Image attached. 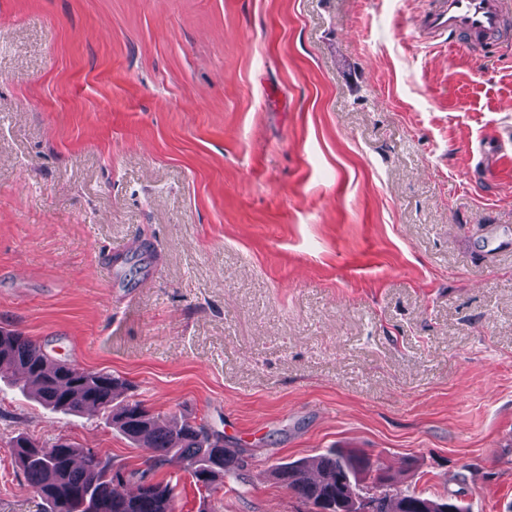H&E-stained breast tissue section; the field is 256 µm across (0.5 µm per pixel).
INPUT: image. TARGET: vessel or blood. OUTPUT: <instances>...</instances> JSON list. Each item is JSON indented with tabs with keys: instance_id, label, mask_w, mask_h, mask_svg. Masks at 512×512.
Listing matches in <instances>:
<instances>
[{
	"instance_id": "vessel-or-blood-1",
	"label": "vessel or blood",
	"mask_w": 512,
	"mask_h": 512,
	"mask_svg": "<svg viewBox=\"0 0 512 512\" xmlns=\"http://www.w3.org/2000/svg\"><path fill=\"white\" fill-rule=\"evenodd\" d=\"M506 12L505 0H429L422 16V37L459 48L489 42L501 31Z\"/></svg>"
}]
</instances>
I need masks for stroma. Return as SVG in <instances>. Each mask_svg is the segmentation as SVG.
I'll use <instances>...</instances> for the list:
<instances>
[{
	"instance_id": "1",
	"label": "stroma",
	"mask_w": 512,
	"mask_h": 512,
	"mask_svg": "<svg viewBox=\"0 0 512 512\" xmlns=\"http://www.w3.org/2000/svg\"><path fill=\"white\" fill-rule=\"evenodd\" d=\"M426 7L0 0V328L245 450L238 494L162 469L177 512H298L271 466L333 448L512 512V62ZM22 387L0 512H49L16 435L145 456Z\"/></svg>"
}]
</instances>
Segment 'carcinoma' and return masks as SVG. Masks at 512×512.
Segmentation results:
<instances>
[{"instance_id":"obj_1","label":"carcinoma","mask_w":512,"mask_h":512,"mask_svg":"<svg viewBox=\"0 0 512 512\" xmlns=\"http://www.w3.org/2000/svg\"><path fill=\"white\" fill-rule=\"evenodd\" d=\"M1 368L21 372L45 407L103 411L125 435L144 441L151 450L149 458L130 468L99 449L14 437L11 453L51 512H175L173 486L156 478L174 461L207 492L228 474L244 478L248 462L240 449L224 447L223 437L202 422L186 417L168 425L138 400L116 401L124 380L108 372L54 360L29 337L6 330H0ZM315 471L313 477L307 464L294 461L274 466L272 476L307 512H358L357 501L363 496L367 512H462L452 498L394 491L391 478L365 452L323 455ZM132 481L138 484L137 492L123 493L121 488Z\"/></svg>"}]
</instances>
